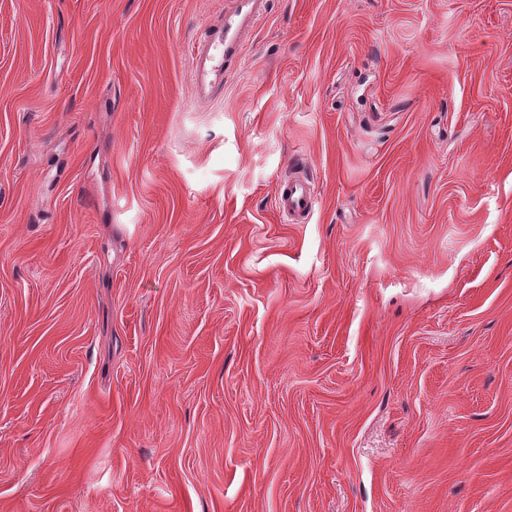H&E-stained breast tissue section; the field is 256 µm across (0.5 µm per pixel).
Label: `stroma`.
Returning a JSON list of instances; mask_svg holds the SVG:
<instances>
[{
	"label": "stroma",
	"mask_w": 512,
	"mask_h": 512,
	"mask_svg": "<svg viewBox=\"0 0 512 512\" xmlns=\"http://www.w3.org/2000/svg\"><path fill=\"white\" fill-rule=\"evenodd\" d=\"M233 6L0 0V512H512V0ZM237 8L215 24L206 27L204 36L189 50L196 84L201 91L216 92L224 87V75L241 54L243 21L259 11L257 0H236ZM293 176L283 182L276 197V207L279 212L294 217L297 220H304L318 204V198L312 188L309 178L298 171L297 163L294 164Z\"/></svg>",
	"instance_id": "35a3bbf8"
}]
</instances>
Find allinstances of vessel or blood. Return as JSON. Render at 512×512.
I'll list each match as a JSON object with an SVG mask.
<instances>
[{
	"label": "vessel or blood",
	"mask_w": 512,
	"mask_h": 512,
	"mask_svg": "<svg viewBox=\"0 0 512 512\" xmlns=\"http://www.w3.org/2000/svg\"><path fill=\"white\" fill-rule=\"evenodd\" d=\"M236 2V10L208 25L204 35L189 50L198 88L211 93L223 89L225 74L241 54L244 19L255 18L259 11L258 0ZM317 204L309 178L298 170L281 184L276 197L279 212L299 220L310 216Z\"/></svg>",
	"instance_id": "obj_1"
}]
</instances>
